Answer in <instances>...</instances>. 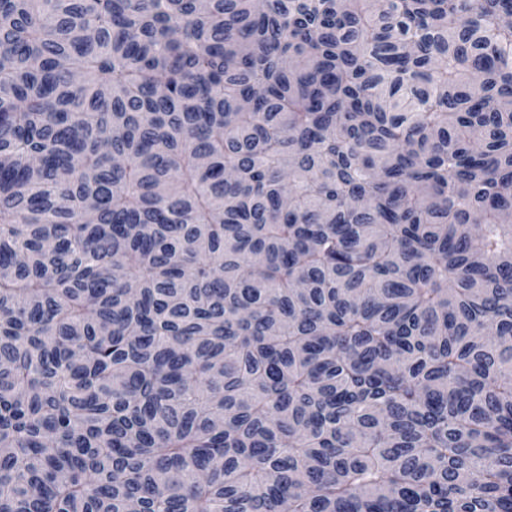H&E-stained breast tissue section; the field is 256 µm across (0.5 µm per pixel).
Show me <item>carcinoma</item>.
Wrapping results in <instances>:
<instances>
[{"label":"carcinoma","instance_id":"obj_1","mask_svg":"<svg viewBox=\"0 0 512 512\" xmlns=\"http://www.w3.org/2000/svg\"><path fill=\"white\" fill-rule=\"evenodd\" d=\"M512 0H0V512H512Z\"/></svg>","mask_w":512,"mask_h":512}]
</instances>
